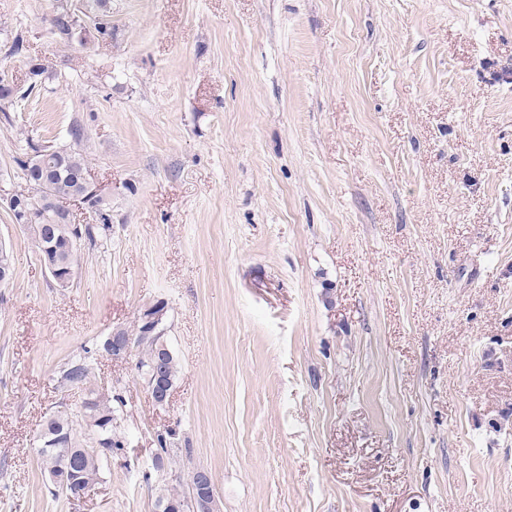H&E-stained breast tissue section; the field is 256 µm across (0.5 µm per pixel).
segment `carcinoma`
Instances as JSON below:
<instances>
[{
	"mask_svg": "<svg viewBox=\"0 0 512 512\" xmlns=\"http://www.w3.org/2000/svg\"><path fill=\"white\" fill-rule=\"evenodd\" d=\"M55 34L63 41H71L76 30L81 28L66 10L57 12L52 19ZM68 136L76 142L74 148L63 157L55 160L31 165L33 159L26 158L18 161L26 181L33 190V199L40 201L48 196L56 198L81 195L85 192L84 175L88 169V157L82 147L85 138L84 129L75 124L68 130ZM52 213H47L44 222L50 225L51 235L34 237V246L38 258L54 255L64 263L70 283H75L82 270V247L96 246L101 233L112 226V204L107 203L98 208L95 223L81 225L79 244L69 243V226L51 222ZM115 335L130 341L128 354L118 350L110 351L114 359H135V370L144 387H150L156 352L161 341L165 340L166 328L160 329L154 335L143 332L140 321H135L129 327L116 328ZM107 352L105 343L95 344L83 349V353L63 363L57 372L55 386L60 390L74 388L84 392V401L92 418L101 421L100 437L107 440L106 451L114 453L128 447V439L124 432L123 406L120 394L103 392L95 387L92 381V370L97 356ZM79 412L67 407L59 408L51 418L42 424L44 435L40 443L41 451L38 458L43 472L56 477L52 495L69 493L73 481L79 479L86 487H92L102 478L104 452L97 451L87 435L80 429L74 428ZM172 432L166 431L157 436L158 448L152 459V467L156 471L164 469V463L169 461V447Z\"/></svg>",
	"mask_w": 512,
	"mask_h": 512,
	"instance_id": "cac0c4a2",
	"label": "carcinoma"
}]
</instances>
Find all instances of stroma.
<instances>
[{
	"label": "stroma",
	"instance_id": "stroma-1",
	"mask_svg": "<svg viewBox=\"0 0 512 512\" xmlns=\"http://www.w3.org/2000/svg\"><path fill=\"white\" fill-rule=\"evenodd\" d=\"M37 59L0 191L77 122L112 228L62 290L0 200V512H158L197 468L220 512H512V0H0V70ZM158 301L170 402L98 358L129 446L52 496L58 367ZM81 21L82 19L74 20L66 9H62L54 15L52 26L55 34L61 40L69 42L75 37L76 30L82 28Z\"/></svg>",
	"mask_w": 512,
	"mask_h": 512
}]
</instances>
